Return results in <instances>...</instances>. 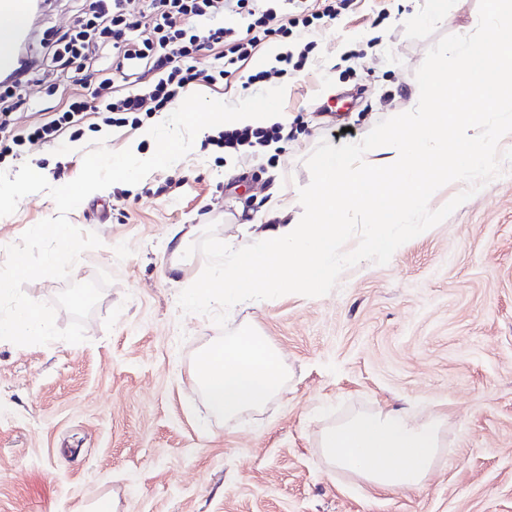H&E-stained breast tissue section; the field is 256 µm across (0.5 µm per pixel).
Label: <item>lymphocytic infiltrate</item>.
<instances>
[{
  "label": "lymphocytic infiltrate",
  "instance_id": "f902f5d3",
  "mask_svg": "<svg viewBox=\"0 0 512 512\" xmlns=\"http://www.w3.org/2000/svg\"><path fill=\"white\" fill-rule=\"evenodd\" d=\"M348 2L321 0L312 9L306 0H287L292 18L279 25L267 0H82L72 26L57 28L43 43L41 61L30 62L15 82L0 90V155L30 151L50 141L61 126L78 123L90 112L102 115L105 124L116 125L131 116L163 111L190 83L222 80L270 36L285 38L296 28L337 19ZM236 15L246 16L245 33L225 25V17ZM140 29L146 38H135ZM215 45L224 48L222 65L197 68L199 53ZM106 54L112 57L111 70L95 87L73 98L53 121L30 129L18 126L14 96L39 92L44 64L79 75L96 69ZM145 65L154 72V80L116 94L115 81H128Z\"/></svg>",
  "mask_w": 512,
  "mask_h": 512
}]
</instances>
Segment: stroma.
<instances>
[{
    "label": "stroma",
    "mask_w": 512,
    "mask_h": 512,
    "mask_svg": "<svg viewBox=\"0 0 512 512\" xmlns=\"http://www.w3.org/2000/svg\"><path fill=\"white\" fill-rule=\"evenodd\" d=\"M426 0H351L315 34V63L272 79L285 86L290 138L233 151L196 138L192 151L135 185L88 196L68 219L96 233L69 281H114L85 323V342L18 346L0 340V512H87L111 498L114 512H512V163L447 219L401 245L386 265L346 269L330 293L286 294L235 305L228 328L249 325L288 372L264 407L221 421L193 380L194 355L221 334L208 317L182 313L178 296L206 260L171 272L181 224L196 243L208 224L234 245L269 223L275 197L295 199L320 141L364 138L415 106V72L445 35L478 25L479 0H455L447 21L408 24ZM263 41L234 74L200 84L211 99L262 92L247 85ZM50 93L23 101L26 123L43 124L81 89L50 75ZM165 113L106 126L96 114L64 127L0 169L38 167L50 184L75 179L98 139L112 151H153L143 132ZM56 205L24 197L0 217L7 245ZM388 408L441 420L442 447L417 487L376 491L324 456L330 427Z\"/></svg>",
    "instance_id": "35a3bbf8"
}]
</instances>
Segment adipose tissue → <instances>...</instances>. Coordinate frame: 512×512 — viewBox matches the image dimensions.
<instances>
[{"mask_svg": "<svg viewBox=\"0 0 512 512\" xmlns=\"http://www.w3.org/2000/svg\"><path fill=\"white\" fill-rule=\"evenodd\" d=\"M438 446L436 420L416 424L396 410L355 417L329 428L321 439L334 465L382 490L419 485Z\"/></svg>", "mask_w": 512, "mask_h": 512, "instance_id": "ef3b65f1", "label": "adipose tissue"}]
</instances>
